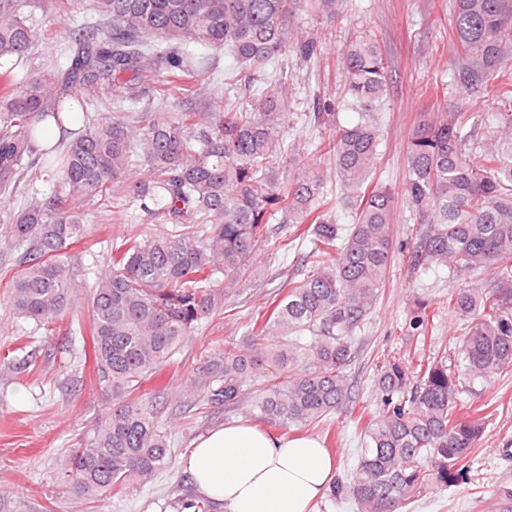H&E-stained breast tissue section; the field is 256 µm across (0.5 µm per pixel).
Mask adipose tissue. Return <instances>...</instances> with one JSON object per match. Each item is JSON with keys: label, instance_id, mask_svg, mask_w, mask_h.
Wrapping results in <instances>:
<instances>
[{"label": "adipose tissue", "instance_id": "1", "mask_svg": "<svg viewBox=\"0 0 512 512\" xmlns=\"http://www.w3.org/2000/svg\"><path fill=\"white\" fill-rule=\"evenodd\" d=\"M185 467L197 492L224 512H309L336 472L318 440H279L243 421L199 438Z\"/></svg>", "mask_w": 512, "mask_h": 512}]
</instances>
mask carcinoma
Returning a JSON list of instances; mask_svg holds the SVG:
<instances>
[{"label":"carcinoma","mask_w":512,"mask_h":512,"mask_svg":"<svg viewBox=\"0 0 512 512\" xmlns=\"http://www.w3.org/2000/svg\"><path fill=\"white\" fill-rule=\"evenodd\" d=\"M31 0H0V65L25 57L36 32ZM348 0H87L105 26L67 33L69 66L15 81L0 73V193L17 191L40 165L56 189L32 197L19 212L0 211V245L20 253L3 292L16 318L35 329L89 333L99 380L112 412L72 449L60 480L82 494H119L150 482L170 458L153 400L137 394L202 321L251 272L256 246L276 220L295 226L311 249L299 257L303 278L281 284L270 313L251 319L244 340L212 352L186 380V397L231 408L248 400L250 414L275 429L310 425L349 399L346 368L352 337L377 303L393 258L397 195L373 184L380 133L369 120L337 125L335 104L313 101L308 124L330 131L319 145L353 210L337 223L336 202L320 172L280 170L299 155L286 141L295 124L287 111L288 80L253 88L288 56L309 62L321 40L293 21L300 10L327 20ZM452 31L459 76L496 80L502 108L489 138L475 146L465 112L436 105L407 142L400 196L413 210L403 257L413 269L449 268L452 276L487 270L448 290V309L464 332L449 338L463 369L418 354H394L376 368L378 412L362 427L355 469L332 488L359 512H401L430 487L466 478L467 460L484 431L475 409L459 414L461 379L512 372V0H454ZM189 44L224 49L238 64L240 99L214 97L202 78L215 66ZM346 91L367 111L386 93L388 59L367 34L334 60ZM78 84L94 101L131 112H98L63 155L34 157L38 125L59 117L61 86ZM210 98L200 112H155L157 97ZM134 207L156 231L112 235L91 282L79 279L72 250L95 232L89 205ZM438 311L421 301L408 326L422 335ZM309 332L304 342L300 334ZM274 369L253 391L248 380Z\"/></svg>","instance_id":"carcinoma-1"}]
</instances>
